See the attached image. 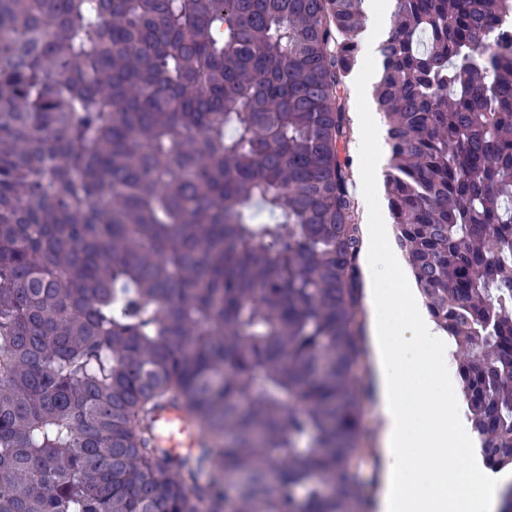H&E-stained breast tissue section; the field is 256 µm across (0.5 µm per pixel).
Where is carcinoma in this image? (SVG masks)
<instances>
[{
	"instance_id": "obj_1",
	"label": "carcinoma",
	"mask_w": 512,
	"mask_h": 512,
	"mask_svg": "<svg viewBox=\"0 0 512 512\" xmlns=\"http://www.w3.org/2000/svg\"><path fill=\"white\" fill-rule=\"evenodd\" d=\"M364 4L0 0V512H361ZM392 4L388 219L511 468L512 0ZM353 80V83L356 85V87L359 89L361 94L363 95L365 101H367L368 95L372 89V84L374 82V72L373 68H370L368 66H358L355 71L350 76ZM352 83L350 78L347 80V91L349 96V104H350V117L353 128L355 127V124L357 122L358 116H361V112H376V110L369 109H358L356 102H357V89L355 85ZM154 436L158 448H165L172 453L195 448L198 432L186 415L177 406H165L154 415Z\"/></svg>"
}]
</instances>
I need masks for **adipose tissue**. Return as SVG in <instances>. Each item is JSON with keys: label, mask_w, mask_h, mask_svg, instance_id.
<instances>
[{"label": "adipose tissue", "mask_w": 512, "mask_h": 512, "mask_svg": "<svg viewBox=\"0 0 512 512\" xmlns=\"http://www.w3.org/2000/svg\"><path fill=\"white\" fill-rule=\"evenodd\" d=\"M366 14L364 64L351 75L365 96L374 82L367 62L389 32L390 0H368ZM368 205L374 222L365 229L362 303L380 421L382 480L375 506L378 512H501L512 471L488 469L472 454L473 431L458 412V349L436 329L415 291L394 287L389 273L403 261L381 246L386 227L376 197ZM470 472L480 476L481 487L465 496L459 488Z\"/></svg>", "instance_id": "obj_1"}]
</instances>
